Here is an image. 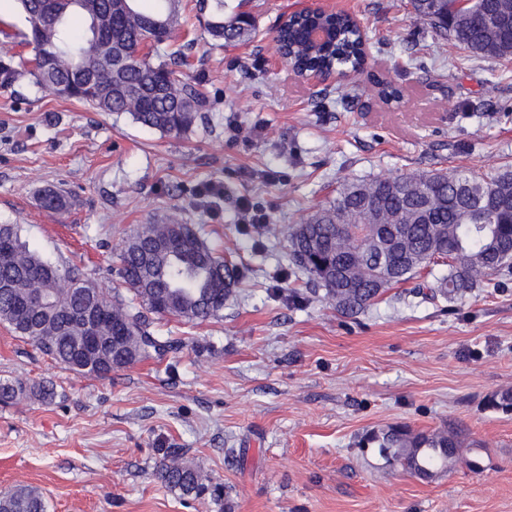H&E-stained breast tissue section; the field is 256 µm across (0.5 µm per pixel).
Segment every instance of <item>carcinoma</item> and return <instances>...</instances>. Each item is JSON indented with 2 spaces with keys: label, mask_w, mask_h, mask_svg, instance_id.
<instances>
[{
  "label": "carcinoma",
  "mask_w": 512,
  "mask_h": 512,
  "mask_svg": "<svg viewBox=\"0 0 512 512\" xmlns=\"http://www.w3.org/2000/svg\"><path fill=\"white\" fill-rule=\"evenodd\" d=\"M26 30L0 26L6 43L30 46L33 55L0 48V89L29 79L40 91L65 100L89 101L102 112H124L144 127L180 136L190 131L204 99L181 68L188 56L164 54L160 46L182 29L189 10L210 12L211 45L241 44L255 33L246 13L224 16V0H154L148 13L139 0H17ZM416 17L428 21L448 56L464 49L475 56L512 58V0H410ZM330 28L325 45L309 42L312 26ZM278 50L304 68H354L362 62L366 34L349 14H297L276 30ZM41 207L61 213L66 200L48 190ZM259 238L285 233L289 262L304 272L344 315H355L383 293L432 265L448 266L435 292L460 300L478 284L512 271V167L491 166L484 174L467 167L343 180L336 196L300 223L253 227ZM0 242L9 247L0 259V322L29 340L44 355L77 376L107 377L142 358H161L173 342L157 336L149 315L188 322L223 317L224 303L242 279L240 267L225 261L178 213L140 224L115 248L118 276L132 293L110 295L76 267L44 260L19 227L0 224ZM48 290L50 301L39 300ZM106 310L98 323V349L80 354L86 317ZM125 336L114 349L116 331ZM50 381L0 384V404L19 398L50 403ZM494 410L512 411V393L488 398ZM459 441L452 432H416L406 425L370 433L372 445L395 468L431 477L448 468ZM158 479L168 488L196 497L223 498L221 484L206 481L196 463L163 460ZM0 512H46L43 496L18 485L0 492Z\"/></svg>",
  "instance_id": "1"
}]
</instances>
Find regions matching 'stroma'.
<instances>
[{"label":"stroma","mask_w":512,"mask_h":512,"mask_svg":"<svg viewBox=\"0 0 512 512\" xmlns=\"http://www.w3.org/2000/svg\"><path fill=\"white\" fill-rule=\"evenodd\" d=\"M312 4L367 34L353 101L343 82L294 78L273 51L280 15ZM238 10L256 35L221 49L206 16L187 15L206 120L181 136L27 81L0 89V224L44 258L124 291L114 245L178 212L243 272L223 318L157 321L176 349L109 377L74 375L0 324V381L58 391L0 404V492L34 487L47 512H512V412L487 406L512 392V274L431 300L437 265L347 316L306 289L286 237L253 243L238 209L247 199L286 229L346 178L512 165V60L448 58L408 0H224ZM208 188L219 208L198 205ZM46 190L65 212L41 209ZM396 424L457 432L459 460L426 480L359 447ZM170 452L223 483V502L161 483Z\"/></svg>","instance_id":"1"}]
</instances>
